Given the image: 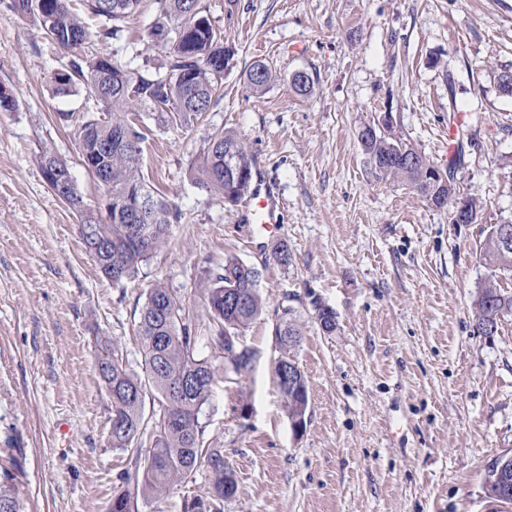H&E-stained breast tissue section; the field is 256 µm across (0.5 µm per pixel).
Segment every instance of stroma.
I'll return each mask as SVG.
<instances>
[{
	"label": "stroma",
	"instance_id": "obj_1",
	"mask_svg": "<svg viewBox=\"0 0 512 512\" xmlns=\"http://www.w3.org/2000/svg\"><path fill=\"white\" fill-rule=\"evenodd\" d=\"M11 3L0 0V85L17 99L0 111V442L13 439L26 512H108L127 490L95 339L118 340L139 368L134 329L149 288L163 283L206 320L205 273L234 258L257 269L263 306L242 333L257 354L251 370L220 382L202 417L237 480L223 512H507L484 486L488 463L512 453V314L477 334L472 300L488 229L512 217V97L495 80L512 67V0H202L231 51L222 89L188 125L141 113V169L183 219L118 284L102 278L40 167L46 151L64 160L106 219L71 124L96 103L55 93L61 50ZM157 12L142 0L121 40L90 50L160 64L148 36ZM259 62L276 74L260 94L247 79ZM299 71L312 79L304 95L292 87ZM452 103L466 116L455 178L482 206L474 224L379 178L358 142L388 113L447 168ZM222 128L264 166L281 239L256 237L242 204L195 184L199 154ZM321 305L335 331L321 328ZM286 311L303 330L291 355L310 386L299 435L274 377ZM209 490L202 468L169 496L139 500V512H180L184 497Z\"/></svg>",
	"mask_w": 512,
	"mask_h": 512
}]
</instances>
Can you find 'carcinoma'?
Returning a JSON list of instances; mask_svg holds the SVG:
<instances>
[{"label":"carcinoma","instance_id":"1","mask_svg":"<svg viewBox=\"0 0 512 512\" xmlns=\"http://www.w3.org/2000/svg\"><path fill=\"white\" fill-rule=\"evenodd\" d=\"M34 0H13L14 13L30 17L62 50L65 62L63 75L52 80L62 94L83 88L88 97L101 105L99 112H86L76 119L75 134L80 151L107 144L111 149L99 157L109 169L111 183L105 187L112 197L109 222L98 223L101 237L112 240V247L94 262L107 280L118 273L121 279L134 278L142 265L167 244L170 225L182 219L180 211L171 207L164 197L149 188L140 166L145 134L134 121L140 112H154L158 120L167 122L178 117L189 124L210 111L220 91L211 60L224 55V42L214 29L201 0H156L158 13L150 28L154 39L166 29L178 27L190 5L206 24L189 31L178 44L164 45L163 63L156 68H130L115 55L89 50V33L80 17L70 8L69 0H43L42 10L32 7ZM142 0H86L89 11L110 21L97 32L100 42L117 40L123 32L121 23L136 13ZM181 75L177 84L169 75ZM118 130L126 133L130 145L112 148V137ZM358 139L370 163L381 176L402 183L425 200L437 196L441 188L432 182V164L418 153V167L407 169L399 159L403 148L412 146L392 129L381 134L361 130ZM53 166H66L58 157L44 153L41 170L50 188H55ZM253 160L241 138L232 131H216L203 148L197 167L196 183L228 202L244 198L252 185ZM148 190L152 209L145 227L149 239L137 241L135 225L117 218L119 201L127 194ZM81 218L78 228L91 217L74 181L66 191L56 193ZM483 260L490 275L478 287L473 302L475 329L481 333L485 325L498 328L501 317L512 312V294L501 288L499 277L512 276V218L490 225L483 244ZM235 296L248 297L246 307L232 308L227 300ZM203 297L210 316L209 335H198L196 319L184 306L183 300L157 283L149 289L136 323V336L142 357V372L132 370L118 342L107 337L97 340L98 378L108 392L112 416L121 417L131 432L130 437L110 435L112 448L135 451L136 491L116 495L109 512H135L137 495L159 498L170 493L202 467L211 475V492L205 497H186L181 512H222L224 500L234 496L237 483L233 470L224 460V449L215 448L204 438L201 422L204 407L210 402L220 378V366L199 352L200 342L224 350V339L238 336L261 312L259 275L253 267L238 259H229L221 270L206 275ZM274 335L284 338L288 346L300 341L301 328L284 312ZM197 376L198 389L173 401L168 396L170 383L182 376ZM158 402V409L145 416L146 397ZM288 420L307 422L309 386L282 395ZM20 474L11 467H0V512H25L20 492ZM485 493L503 504L512 505V492L504 490L499 469L487 466Z\"/></svg>","mask_w":512,"mask_h":512}]
</instances>
